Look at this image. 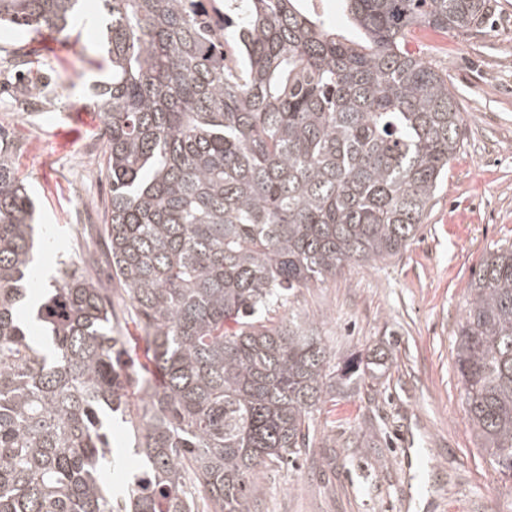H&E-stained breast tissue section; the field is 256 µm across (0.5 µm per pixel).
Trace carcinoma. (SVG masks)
Listing matches in <instances>:
<instances>
[{
  "instance_id": "obj_1",
  "label": "carcinoma",
  "mask_w": 512,
  "mask_h": 512,
  "mask_svg": "<svg viewBox=\"0 0 512 512\" xmlns=\"http://www.w3.org/2000/svg\"><path fill=\"white\" fill-rule=\"evenodd\" d=\"M101 0L116 288L63 264L26 300L34 201L0 145V512H251L258 479L310 447L336 388L385 365L336 363L304 288L398 255L460 142L448 81L407 48L415 27L465 34L487 0ZM78 0H0V26L60 34ZM240 51L224 63V42ZM158 380L119 359L112 293ZM455 343L462 406L512 480V246L469 283ZM143 392L145 464L113 477L112 413ZM338 2V0H316L314 4L317 11L336 26V29L345 31L348 29V23Z\"/></svg>"
}]
</instances>
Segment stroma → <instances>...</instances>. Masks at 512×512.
<instances>
[{"mask_svg": "<svg viewBox=\"0 0 512 512\" xmlns=\"http://www.w3.org/2000/svg\"><path fill=\"white\" fill-rule=\"evenodd\" d=\"M66 40L50 54L0 31V127L36 204L46 274L89 254L103 277L109 187L90 87L107 56L101 26H75ZM408 48L447 80L461 112L448 176L405 250L350 265L297 302L337 360L380 350L387 366L337 389L315 415L312 448L260 476L252 512H512L454 369L468 285L488 252L512 245V0H491L465 35L412 29ZM31 82L38 107L19 110Z\"/></svg>", "mask_w": 512, "mask_h": 512, "instance_id": "1", "label": "stroma"}]
</instances>
